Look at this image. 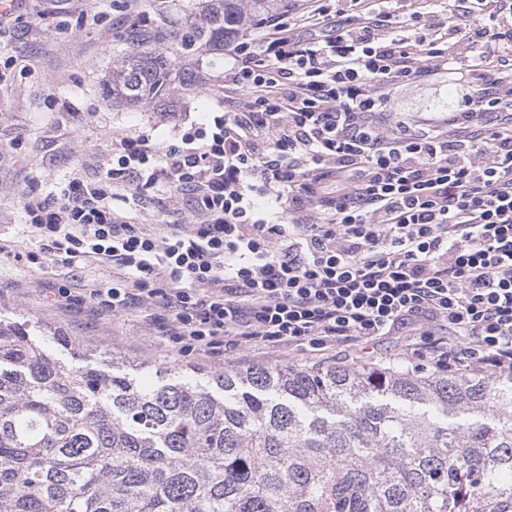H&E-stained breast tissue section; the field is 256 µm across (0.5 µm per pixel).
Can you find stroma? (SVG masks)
Returning <instances> with one entry per match:
<instances>
[{"instance_id":"stroma-1","label":"stroma","mask_w":512,"mask_h":512,"mask_svg":"<svg viewBox=\"0 0 512 512\" xmlns=\"http://www.w3.org/2000/svg\"><path fill=\"white\" fill-rule=\"evenodd\" d=\"M199 0H138L125 10L120 0H23L0 27V319L24 324L33 336H76L127 360L148 361L198 373L251 366H315L310 346L244 353L231 347L218 357H183L169 347L165 329L144 322L140 312L121 317L91 304L54 301L64 285L72 294L112 278L111 268L87 263L76 273L60 266L16 261L20 251H37L19 205L29 192L56 194L74 174H87L110 158L113 135L151 130L169 142L176 124L199 122L224 107L228 47L195 46L177 66L196 72L190 86L172 83L156 103L127 108L109 101L103 84L113 65L134 47L170 51L173 32L199 19ZM398 34L416 38L410 16L424 24L448 14V0H394ZM96 23L78 24L83 13ZM456 96L442 78L399 88L393 108L406 116L432 117Z\"/></svg>"}]
</instances>
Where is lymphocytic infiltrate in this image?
<instances>
[{
    "instance_id": "f902f5d3",
    "label": "lymphocytic infiltrate",
    "mask_w": 512,
    "mask_h": 512,
    "mask_svg": "<svg viewBox=\"0 0 512 512\" xmlns=\"http://www.w3.org/2000/svg\"><path fill=\"white\" fill-rule=\"evenodd\" d=\"M503 0H456L431 37L390 8L311 34L262 17L233 48L243 102L173 142L117 135L110 167L25 195L28 262L119 270L84 298L138 308L176 354L227 345L360 348L406 328L437 372L512 370V23ZM451 75L457 102L407 121L399 85ZM165 184L160 231L116 211ZM446 322L456 339L433 337Z\"/></svg>"
}]
</instances>
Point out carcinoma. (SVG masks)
I'll return each instance as SVG.
<instances>
[{"label": "carcinoma", "mask_w": 512, "mask_h": 512, "mask_svg": "<svg viewBox=\"0 0 512 512\" xmlns=\"http://www.w3.org/2000/svg\"><path fill=\"white\" fill-rule=\"evenodd\" d=\"M279 2L202 0L175 44L226 45ZM171 76L167 53L138 46L105 94L137 107ZM145 373L77 366L0 319V512H512V371Z\"/></svg>", "instance_id": "obj_1"}]
</instances>
